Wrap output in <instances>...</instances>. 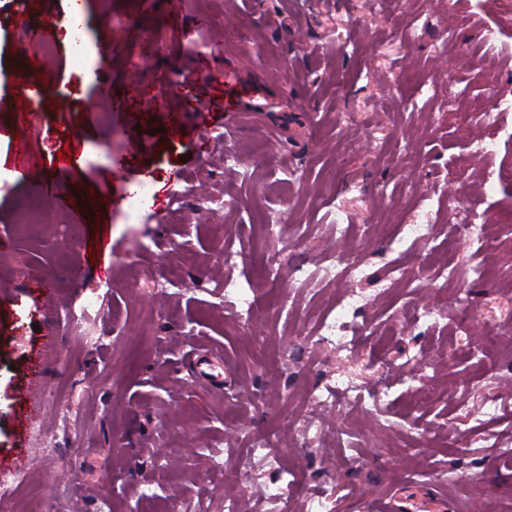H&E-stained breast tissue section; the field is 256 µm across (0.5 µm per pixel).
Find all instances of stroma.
<instances>
[{"instance_id":"1","label":"stroma","mask_w":512,"mask_h":512,"mask_svg":"<svg viewBox=\"0 0 512 512\" xmlns=\"http://www.w3.org/2000/svg\"><path fill=\"white\" fill-rule=\"evenodd\" d=\"M71 9L87 52L108 54L98 70L66 66L60 27L27 36ZM148 32L160 44L145 58ZM25 53L47 61L37 110H0V466L30 477L22 512H224L228 496L314 512L325 491L334 512H374L433 487L454 512H512V299L471 271L481 245L512 272V223L495 221L512 208L495 179L512 111L483 112L512 99V5L27 0L21 15L0 0V91L16 100ZM20 139L44 169L70 148L68 179L18 181ZM107 141L110 163L92 165ZM29 199L48 212L32 229ZM334 262L358 271L317 280ZM445 273L446 307L414 321ZM245 294L260 305L243 321ZM339 315L357 325L341 342L300 337ZM428 430L431 446L404 455ZM273 480L287 492L264 494Z\"/></svg>"}]
</instances>
